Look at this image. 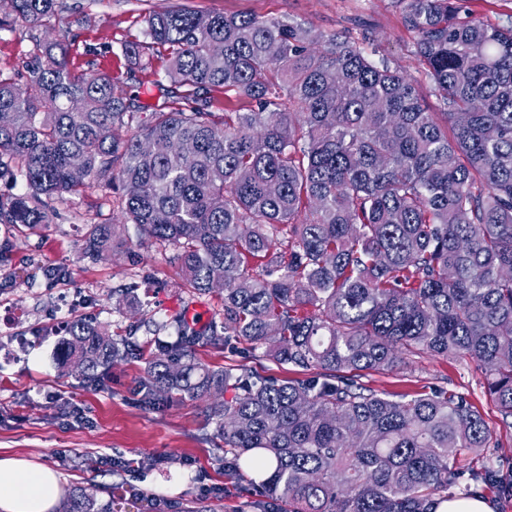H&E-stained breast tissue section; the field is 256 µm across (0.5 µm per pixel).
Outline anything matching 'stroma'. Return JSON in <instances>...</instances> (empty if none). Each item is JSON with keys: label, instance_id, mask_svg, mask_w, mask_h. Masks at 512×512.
I'll return each instance as SVG.
<instances>
[{"label": "stroma", "instance_id": "35a3bbf8", "mask_svg": "<svg viewBox=\"0 0 512 512\" xmlns=\"http://www.w3.org/2000/svg\"><path fill=\"white\" fill-rule=\"evenodd\" d=\"M64 10L38 25L11 19L0 26V74L25 83L23 65L39 43L52 39L69 49L68 66L112 77L124 98L153 112L158 106L188 108L192 99L170 96L166 56L150 64L131 59L124 45L143 37L145 16L179 5L217 12L293 19L326 33L369 27L381 58L417 75L413 34L392 0H63ZM52 220L34 234L0 225V241L12 251L0 262V448L61 476L60 492L80 488L99 502L121 490L141 512H257L248 493L252 475L224 468V439L203 401L149 399L143 386L145 361L160 341L199 335L191 349L212 369L245 367L280 380L304 371L276 361L265 348L247 343H207L214 323L224 319V293H198L184 279L175 250L141 238L128 226L125 246L102 259L84 252L88 225L120 224L121 193L104 183L49 201ZM62 268L60 280L44 267ZM138 285L147 303L131 308L116 291ZM199 310L204 323L187 318ZM84 318L112 335L128 336L135 355L116 362L101 385L66 372L54 360L65 322ZM367 387L391 396L445 389L467 395L483 415L493 448L463 451L465 468L492 463L512 473V427L505 425L485 391V374L466 359L427 353L407 355L401 367L367 372Z\"/></svg>", "mask_w": 512, "mask_h": 512}]
</instances>
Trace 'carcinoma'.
Returning <instances> with one entry per match:
<instances>
[{
	"instance_id": "cac0c4a2",
	"label": "carcinoma",
	"mask_w": 512,
	"mask_h": 512,
	"mask_svg": "<svg viewBox=\"0 0 512 512\" xmlns=\"http://www.w3.org/2000/svg\"><path fill=\"white\" fill-rule=\"evenodd\" d=\"M393 2L434 107L417 80L372 58L367 34L187 6L144 22L172 85L193 88L188 110L141 116L112 77L73 73L52 41L26 62L25 86L0 77V178L27 186L0 194V224L34 231L50 223L47 201L116 179L126 220L177 248L194 290L221 273L224 334L159 342L147 395L233 389L207 407L224 466L251 470L254 497L288 512H435L461 484L512 498V479L458 464L492 439L466 397L392 399L358 382L415 352L470 358L512 425V25L464 16L462 0ZM62 8L0 0L30 24ZM213 86L241 105L209 111L200 92ZM122 228L90 225L85 253H112ZM64 332L58 365L81 363L91 384L136 351L91 322ZM232 338L311 375L211 370L188 349ZM60 512L112 502L75 488Z\"/></svg>"
}]
</instances>
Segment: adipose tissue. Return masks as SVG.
I'll list each match as a JSON object with an SVG mask.
<instances>
[{
	"instance_id": "ef3b65f1",
	"label": "adipose tissue",
	"mask_w": 512,
	"mask_h": 512,
	"mask_svg": "<svg viewBox=\"0 0 512 512\" xmlns=\"http://www.w3.org/2000/svg\"><path fill=\"white\" fill-rule=\"evenodd\" d=\"M60 476L0 448V512H49L59 495Z\"/></svg>"
}]
</instances>
